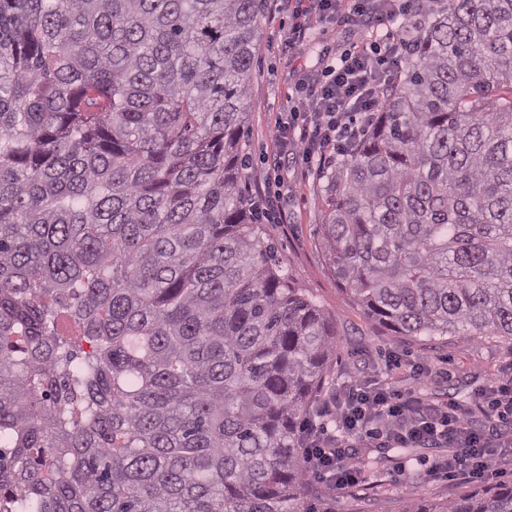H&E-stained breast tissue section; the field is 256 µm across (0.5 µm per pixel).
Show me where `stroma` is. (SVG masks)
<instances>
[{
    "label": "stroma",
    "mask_w": 512,
    "mask_h": 512,
    "mask_svg": "<svg viewBox=\"0 0 512 512\" xmlns=\"http://www.w3.org/2000/svg\"><path fill=\"white\" fill-rule=\"evenodd\" d=\"M292 18L280 12L275 0H267L257 34L250 94L246 102L247 130L241 142L244 193L264 191L273 205L288 215L284 224L262 221L263 236L274 259L293 285L324 311L336 334V353L330 361L326 393L363 373L372 380H389L396 388L415 386L410 378L413 363L425 359L439 373L436 380L420 385L434 400L453 398L472 408L473 428L489 423L478 407L476 393L502 370L512 365V341L498 336H402L368 317L345 290L331 268L321 242L322 200L316 167L289 159L287 169L274 168L270 131L286 103L289 67L298 71L321 70L324 52L341 53L358 34L351 27L315 24L312 38L299 59H290L285 39ZM401 369L390 367L393 357ZM382 458L379 472L365 473L362 483L336 494V512H404L411 498L441 505L463 493L479 491V484L426 479L427 465L442 456L439 448H422L409 455L396 448H375Z\"/></svg>",
    "instance_id": "obj_1"
}]
</instances>
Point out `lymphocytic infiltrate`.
Listing matches in <instances>:
<instances>
[{
  "label": "lymphocytic infiltrate",
  "mask_w": 512,
  "mask_h": 512,
  "mask_svg": "<svg viewBox=\"0 0 512 512\" xmlns=\"http://www.w3.org/2000/svg\"><path fill=\"white\" fill-rule=\"evenodd\" d=\"M294 25L285 45L289 55L301 52L312 14L353 23L374 31L343 52L322 75L303 74L288 96L290 108L281 112L272 131L276 159L295 155L304 162L331 163L356 136L348 115L370 117L382 102L383 86L407 51L406 37L394 31L376 33L382 20L407 18V0H278ZM491 423H512V367L482 390ZM323 421L304 423L303 466L337 491L357 485L363 473L352 447L373 441L392 448L448 447L451 457L430 463L428 477L485 482L512 470V437L477 433L469 411L454 400L433 401L391 383L358 378L343 384L323 404Z\"/></svg>",
  "instance_id": "1"
}]
</instances>
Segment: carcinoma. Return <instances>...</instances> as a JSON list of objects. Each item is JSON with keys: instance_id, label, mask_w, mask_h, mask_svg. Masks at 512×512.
<instances>
[{"instance_id": "obj_1", "label": "carcinoma", "mask_w": 512, "mask_h": 512, "mask_svg": "<svg viewBox=\"0 0 512 512\" xmlns=\"http://www.w3.org/2000/svg\"><path fill=\"white\" fill-rule=\"evenodd\" d=\"M322 240L405 336L512 337V0H408ZM262 0H0V512H331L336 335L241 190ZM90 351H60L59 315ZM405 512H512V487Z\"/></svg>"}]
</instances>
